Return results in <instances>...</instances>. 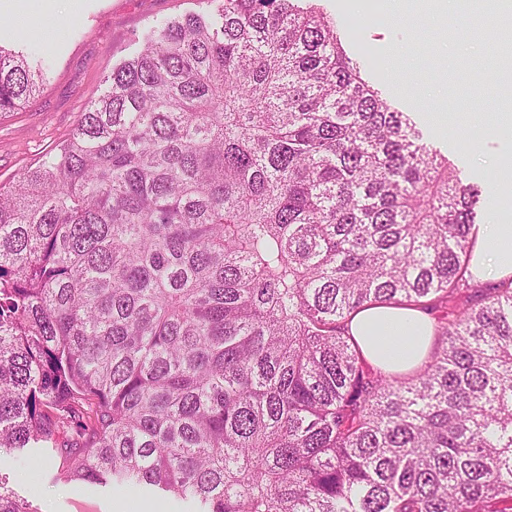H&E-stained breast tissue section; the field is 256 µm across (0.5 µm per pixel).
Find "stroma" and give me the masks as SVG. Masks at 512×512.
I'll return each mask as SVG.
<instances>
[{
    "instance_id": "1",
    "label": "stroma",
    "mask_w": 512,
    "mask_h": 512,
    "mask_svg": "<svg viewBox=\"0 0 512 512\" xmlns=\"http://www.w3.org/2000/svg\"><path fill=\"white\" fill-rule=\"evenodd\" d=\"M485 0H451L448 12L428 17L420 0H406L395 19L390 0H321L351 56L369 66L367 75L389 104L406 113L425 141L448 157L463 183L473 186L480 224H512V194L501 187V161L512 145L463 143L459 133L476 123L493 124L501 93L480 95L460 107L455 89L460 59L472 61V76L485 75L488 33L468 28ZM212 0H54L47 16L19 20L0 9V45L23 52L42 74L35 101L0 117V182L36 164L70 135L88 104L103 90L112 68L130 57L156 22L188 12H213ZM394 68L386 78L384 66ZM64 454L54 445L0 452V479L32 512H193L181 499L148 491H116L61 476Z\"/></svg>"
}]
</instances>
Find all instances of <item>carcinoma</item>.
<instances>
[{
	"label": "carcinoma",
	"mask_w": 512,
	"mask_h": 512,
	"mask_svg": "<svg viewBox=\"0 0 512 512\" xmlns=\"http://www.w3.org/2000/svg\"><path fill=\"white\" fill-rule=\"evenodd\" d=\"M152 26L70 138L0 184V449L199 512H512V288L410 379L348 332L467 276L478 191L312 3ZM497 60L512 18L490 12ZM35 74L0 47V116ZM0 512H31L0 480Z\"/></svg>",
	"instance_id": "1"
}]
</instances>
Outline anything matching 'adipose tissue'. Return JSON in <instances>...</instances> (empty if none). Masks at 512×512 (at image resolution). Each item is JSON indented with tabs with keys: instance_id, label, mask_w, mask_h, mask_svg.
I'll list each match as a JSON object with an SVG mask.
<instances>
[{
	"instance_id": "obj_1",
	"label": "adipose tissue",
	"mask_w": 512,
	"mask_h": 512,
	"mask_svg": "<svg viewBox=\"0 0 512 512\" xmlns=\"http://www.w3.org/2000/svg\"><path fill=\"white\" fill-rule=\"evenodd\" d=\"M469 272L477 281L512 282V224L479 225ZM349 332L366 360L392 373L420 367L433 341L431 318L416 306L362 309L353 315Z\"/></svg>"
}]
</instances>
